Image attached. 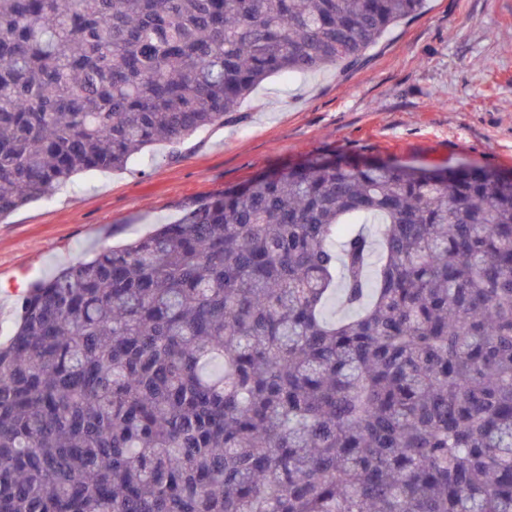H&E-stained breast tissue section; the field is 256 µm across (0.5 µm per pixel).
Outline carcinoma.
<instances>
[{"label":"carcinoma","mask_w":512,"mask_h":512,"mask_svg":"<svg viewBox=\"0 0 512 512\" xmlns=\"http://www.w3.org/2000/svg\"><path fill=\"white\" fill-rule=\"evenodd\" d=\"M421 5L0 0V217ZM0 512H512V176L316 157L38 280Z\"/></svg>","instance_id":"obj_1"}]
</instances>
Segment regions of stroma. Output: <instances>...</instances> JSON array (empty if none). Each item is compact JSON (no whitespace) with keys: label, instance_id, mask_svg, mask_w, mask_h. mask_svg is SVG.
Masks as SVG:
<instances>
[{"label":"stroma","instance_id":"35a3bbf8","mask_svg":"<svg viewBox=\"0 0 512 512\" xmlns=\"http://www.w3.org/2000/svg\"><path fill=\"white\" fill-rule=\"evenodd\" d=\"M367 56L344 74L270 77L237 121L198 132L180 154L157 145L127 169L80 172L0 220V342L30 282L262 172L345 154L512 174V0H425Z\"/></svg>","mask_w":512,"mask_h":512}]
</instances>
